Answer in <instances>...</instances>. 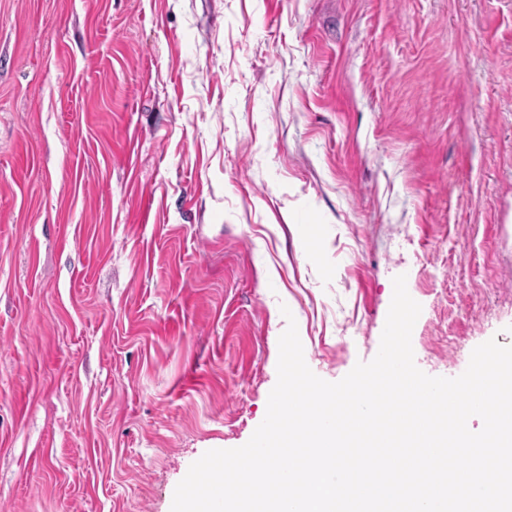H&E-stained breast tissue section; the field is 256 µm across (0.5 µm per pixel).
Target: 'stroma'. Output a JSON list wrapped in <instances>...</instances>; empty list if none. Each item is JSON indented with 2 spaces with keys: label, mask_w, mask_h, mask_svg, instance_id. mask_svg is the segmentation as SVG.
Returning a JSON list of instances; mask_svg holds the SVG:
<instances>
[{
  "label": "stroma",
  "mask_w": 512,
  "mask_h": 512,
  "mask_svg": "<svg viewBox=\"0 0 512 512\" xmlns=\"http://www.w3.org/2000/svg\"><path fill=\"white\" fill-rule=\"evenodd\" d=\"M401 274L424 373L512 345V0H0V506L171 512Z\"/></svg>",
  "instance_id": "35a3bbf8"
}]
</instances>
